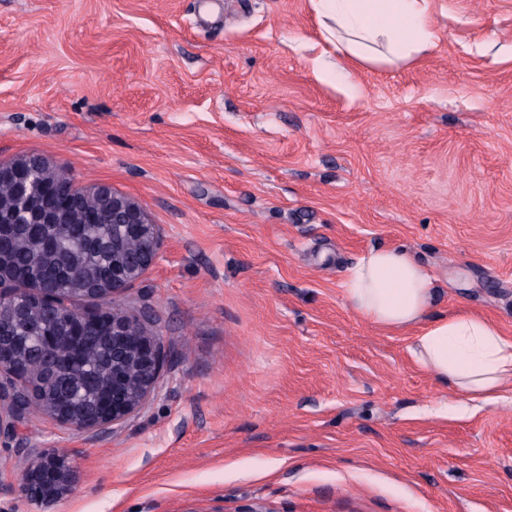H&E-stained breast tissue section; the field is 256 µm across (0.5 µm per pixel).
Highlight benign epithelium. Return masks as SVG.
I'll return each instance as SVG.
<instances>
[{"mask_svg": "<svg viewBox=\"0 0 512 512\" xmlns=\"http://www.w3.org/2000/svg\"><path fill=\"white\" fill-rule=\"evenodd\" d=\"M0 185L10 188L15 201L14 220L0 215V246L6 224H69L90 228L112 221V275L74 289L90 303H106L139 281L155 262L160 235L146 210L135 200L107 185L90 189L64 179L40 157L0 163ZM12 259L0 249V444L11 441L28 456V464L17 478L18 492L27 500L52 506L72 495L79 471L62 453L42 452L24 446L19 426L33 408L61 427L95 433L122 423L139 413L154 395L166 363L159 337L144 320L120 308L91 311L83 306L52 302L60 289L39 276L24 282L10 275ZM40 316L63 324L62 334L38 337L44 355V371L35 376L29 367L28 348L13 342L4 332ZM112 347V380L100 386L93 405L86 410L60 404L52 388L58 373H75L84 358L59 360L60 336L83 341L90 332Z\"/></svg>", "mask_w": 512, "mask_h": 512, "instance_id": "benign-epithelium-1", "label": "benign epithelium"}]
</instances>
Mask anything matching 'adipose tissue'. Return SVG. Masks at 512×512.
I'll list each match as a JSON object with an SVG mask.
<instances>
[{
  "label": "adipose tissue",
  "instance_id": "obj_1",
  "mask_svg": "<svg viewBox=\"0 0 512 512\" xmlns=\"http://www.w3.org/2000/svg\"><path fill=\"white\" fill-rule=\"evenodd\" d=\"M325 33L365 65L412 61L434 47L432 0H313ZM350 305L383 330L414 331L415 364L453 396L492 404L512 393V337L462 311L432 317L435 277L404 248L368 250L343 282Z\"/></svg>",
  "mask_w": 512,
  "mask_h": 512
}]
</instances>
